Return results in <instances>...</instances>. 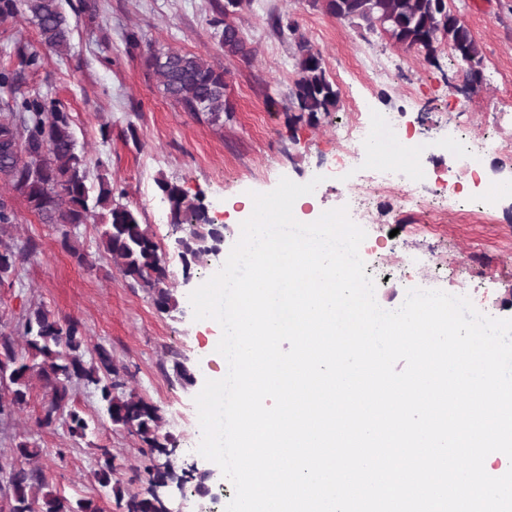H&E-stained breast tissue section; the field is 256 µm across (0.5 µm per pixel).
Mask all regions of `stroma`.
I'll return each mask as SVG.
<instances>
[{
	"label": "stroma",
	"instance_id": "obj_1",
	"mask_svg": "<svg viewBox=\"0 0 512 512\" xmlns=\"http://www.w3.org/2000/svg\"><path fill=\"white\" fill-rule=\"evenodd\" d=\"M212 0H72L66 12L72 25L70 56L42 49L34 26L24 20L0 24V66H15V44L39 53L41 65L24 70L21 89L48 94L70 113L78 146L90 176L106 174L121 201L136 209L161 246L165 285L179 301L177 310L159 311L143 288L121 274L99 246V222L79 226L44 224L21 199H13L17 222L7 235L15 243L35 241L34 258L19 268L13 287L0 288V325L23 351L17 322L42 306L61 318L73 317L85 328L88 349L105 347L127 389L158 406L160 431L173 438L175 469L210 468L209 460L189 452L200 440L195 396L209 376H224L226 366L207 357L201 324L193 318L190 293L223 266L240 236L229 223L224 200L230 195L273 190L281 178L304 184L317 180L318 211L340 207L349 186L365 194L368 222L359 254L375 283L377 303L398 309L408 289L442 290L465 296L480 313L512 319V201L496 197L489 210L459 206L453 189L475 194L463 157L452 144L474 132L508 143L507 151H489L479 162L482 182L494 188L512 177V0H448L468 27L485 58L479 90L463 89L464 65L447 47L435 62L407 50L381 31L368 32L337 21L313 8L309 0H251L235 17L251 54L225 55L212 25ZM292 20L298 33L320 50L323 65L340 96L334 110L317 120L296 119L288 89L297 77L294 40L277 34L272 16ZM136 34L139 47L128 42ZM206 55L223 67L231 110L215 126L193 117L167 98L145 64L146 47ZM393 60L392 79L378 83L368 62ZM376 111L393 113L399 130L416 136L417 149L403 166L404 178L383 188L368 177L380 163L362 155L345 166L337 127L358 111L363 100ZM199 197L210 217L224 226L222 253L184 276L174 248L170 222L158 180ZM411 190L414 206L399 210L402 190ZM71 233L88 255L78 265L61 246ZM190 368L195 382L182 384L172 371L174 359ZM50 399L39 379H32L28 402L10 418L0 419V461L14 457L18 442L37 448L34 466L69 500H94L100 512H120L110 489L95 476L97 449L111 448L113 482L137 493L147 459L137 436L116 428L106 417L93 388L78 384L70 405L92 417L86 437L71 436L64 421L40 428L36 419ZM232 493L223 475L211 491L199 494L194 482L160 488L168 512H211L212 495Z\"/></svg>",
	"mask_w": 512,
	"mask_h": 512
}]
</instances>
